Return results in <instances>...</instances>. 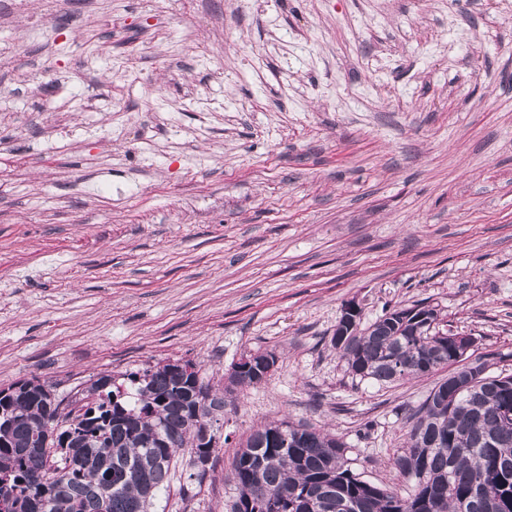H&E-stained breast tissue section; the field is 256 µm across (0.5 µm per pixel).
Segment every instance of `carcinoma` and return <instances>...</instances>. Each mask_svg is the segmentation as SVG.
Listing matches in <instances>:
<instances>
[{"label":"carcinoma","instance_id":"carcinoma-1","mask_svg":"<svg viewBox=\"0 0 512 512\" xmlns=\"http://www.w3.org/2000/svg\"><path fill=\"white\" fill-rule=\"evenodd\" d=\"M425 303L393 308L370 325L339 322L331 344L353 377L379 384L450 368L414 410L392 457L400 484L390 489L355 473L335 435L272 420L252 430L234 459L232 512H512V375L465 377L457 334L438 329ZM120 375L102 372L84 389L76 422H61L57 447L41 446L54 425L43 383L20 380L0 391V512H150L167 489L176 453L189 477L206 474L218 437L224 392L262 383L229 374L225 391L183 361Z\"/></svg>","mask_w":512,"mask_h":512}]
</instances>
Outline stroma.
I'll use <instances>...</instances> for the list:
<instances>
[{
	"mask_svg": "<svg viewBox=\"0 0 512 512\" xmlns=\"http://www.w3.org/2000/svg\"><path fill=\"white\" fill-rule=\"evenodd\" d=\"M419 302L512 374V0H0V388L168 359L236 391L204 482L230 512L253 426L328 428L394 485L435 377L353 379L331 346Z\"/></svg>",
	"mask_w": 512,
	"mask_h": 512,
	"instance_id": "1",
	"label": "stroma"
}]
</instances>
